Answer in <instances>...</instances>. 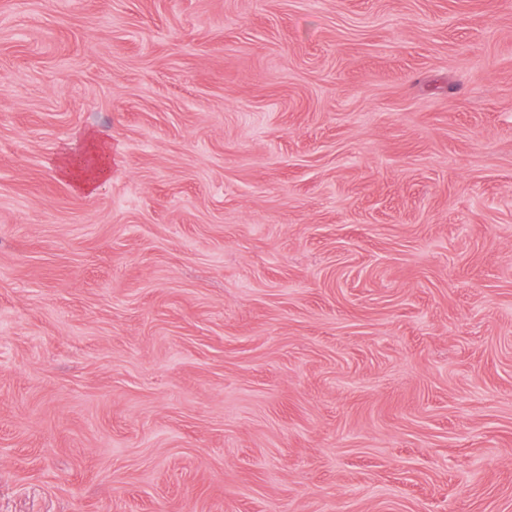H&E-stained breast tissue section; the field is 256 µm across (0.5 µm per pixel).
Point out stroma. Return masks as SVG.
Masks as SVG:
<instances>
[{
    "label": "stroma",
    "instance_id": "obj_1",
    "mask_svg": "<svg viewBox=\"0 0 512 512\" xmlns=\"http://www.w3.org/2000/svg\"><path fill=\"white\" fill-rule=\"evenodd\" d=\"M0 512H512V0H0ZM86 150L82 155L67 157L58 169L60 177L72 181L85 194H93L103 184L112 167V154L108 147L86 136Z\"/></svg>",
    "mask_w": 512,
    "mask_h": 512
}]
</instances>
